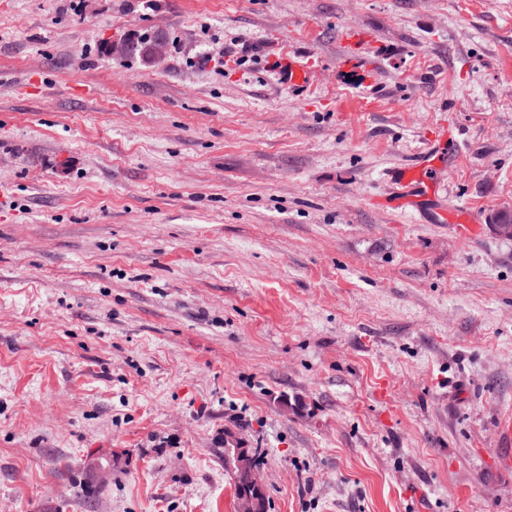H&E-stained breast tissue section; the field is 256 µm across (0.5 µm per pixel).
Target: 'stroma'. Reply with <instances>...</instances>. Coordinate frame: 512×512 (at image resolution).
Instances as JSON below:
<instances>
[{"instance_id": "35a3bbf8", "label": "stroma", "mask_w": 512, "mask_h": 512, "mask_svg": "<svg viewBox=\"0 0 512 512\" xmlns=\"http://www.w3.org/2000/svg\"><path fill=\"white\" fill-rule=\"evenodd\" d=\"M504 213L512 0H0V512H512ZM158 35L143 34L134 35L129 42L128 52L123 57H135L139 58L144 64H147L148 55L152 52L153 48L158 44ZM288 66L282 70V75L290 88L305 93L309 86V68L299 61L288 59ZM436 161L442 162L440 153L434 154L431 148L417 163L402 168L391 176L403 203L419 213L423 203L433 200L440 184L441 174ZM228 447L232 448H224V458L226 460V463L232 464L233 466V474H234V487H235V496L236 499L242 495L247 494L252 496L256 501L257 510L256 512H267L268 508V499L266 497V494L264 492L263 487L261 486V483L256 480V471L259 472L257 468V464L255 460H253L250 455L248 458V467L253 472V477L249 478L246 476L241 475L242 467L239 465L242 456L244 455L245 451L249 454L248 449L250 448H243L240 443L233 445L231 443H228ZM227 453V457H226Z\"/></svg>"}]
</instances>
